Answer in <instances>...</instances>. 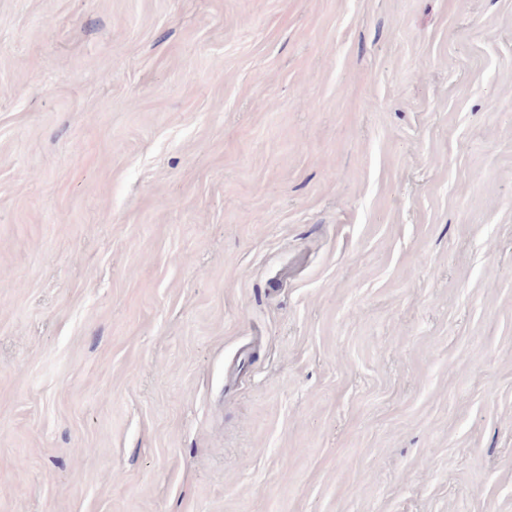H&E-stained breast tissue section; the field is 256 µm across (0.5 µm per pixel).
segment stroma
Wrapping results in <instances>:
<instances>
[{
  "label": "stroma",
  "mask_w": 512,
  "mask_h": 512,
  "mask_svg": "<svg viewBox=\"0 0 512 512\" xmlns=\"http://www.w3.org/2000/svg\"><path fill=\"white\" fill-rule=\"evenodd\" d=\"M0 512H512V0H0Z\"/></svg>",
  "instance_id": "stroma-1"
}]
</instances>
